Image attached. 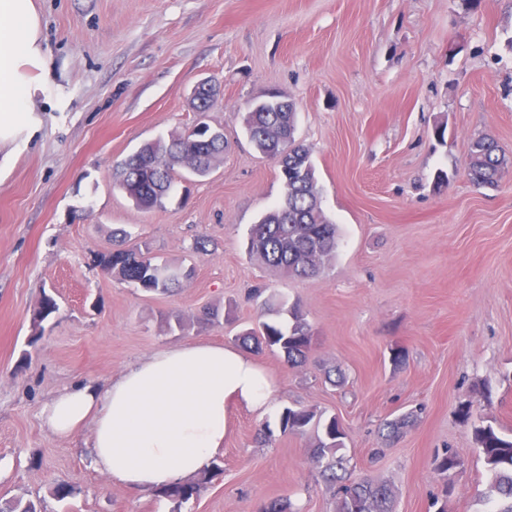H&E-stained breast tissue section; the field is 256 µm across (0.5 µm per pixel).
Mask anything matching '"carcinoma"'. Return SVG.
I'll list each match as a JSON object with an SVG mask.
<instances>
[{"label":"carcinoma","mask_w":512,"mask_h":512,"mask_svg":"<svg viewBox=\"0 0 512 512\" xmlns=\"http://www.w3.org/2000/svg\"><path fill=\"white\" fill-rule=\"evenodd\" d=\"M242 125L258 153L275 162L284 188L282 200L251 225L250 252L290 278L312 277L334 258L338 237L336 225L320 206L310 149L296 137L295 103L245 112ZM225 150L222 144L205 143L203 137L184 129L146 143L127 156L117 166L116 182L138 208L151 210L163 206L177 176L186 177L190 171L199 177L207 175ZM506 164V155L493 137L482 135L471 142L467 170L474 185H497ZM127 238L123 231L114 233L112 251L98 258L103 272L146 292L159 293L171 292L189 276L186 271L156 262L148 251L128 247ZM288 314V328L264 322L238 340L255 351L277 350L291 366L302 365L313 349V333L298 306H292ZM459 415L463 421L473 422L474 440L487 476L488 512H512V437L502 435L491 421L475 414L469 402L460 404ZM280 423L283 432L290 434L310 427L321 430L313 462L336 485V512H394L392 488L355 475L349 459L340 453L345 433L336 418L323 422L311 410L287 408ZM413 423L412 413L386 421L384 439H400ZM461 465L458 454L449 449L438 460L437 470L449 474ZM222 472L214 464L198 479L161 490L158 495L179 508L198 497L205 484Z\"/></svg>","instance_id":"cac0c4a2"}]
</instances>
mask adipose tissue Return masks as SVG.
Returning <instances> with one entry per match:
<instances>
[{"label": "adipose tissue", "instance_id": "obj_1", "mask_svg": "<svg viewBox=\"0 0 512 512\" xmlns=\"http://www.w3.org/2000/svg\"><path fill=\"white\" fill-rule=\"evenodd\" d=\"M49 75L34 0H0V142L33 123ZM275 393L251 355L191 342L144 357L106 386L65 387L40 417L61 438L90 425L96 470L115 484L158 491L208 466L224 447L233 409L266 414Z\"/></svg>", "mask_w": 512, "mask_h": 512}]
</instances>
